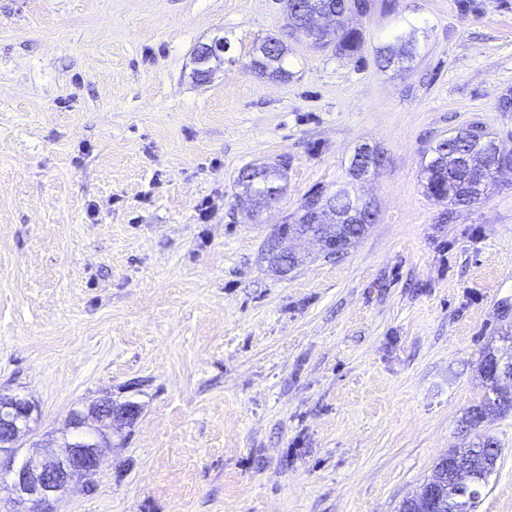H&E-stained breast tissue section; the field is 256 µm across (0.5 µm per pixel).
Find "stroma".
<instances>
[{"label": "stroma", "mask_w": 512, "mask_h": 512, "mask_svg": "<svg viewBox=\"0 0 512 512\" xmlns=\"http://www.w3.org/2000/svg\"><path fill=\"white\" fill-rule=\"evenodd\" d=\"M281 0H0V391L17 459L104 394L140 409L57 512H398L512 355V172L448 211L422 171L482 122L512 150V0H392L359 58L288 35ZM414 29L411 57L376 49ZM288 78L256 73L268 37ZM230 62L206 80L213 39ZM386 162L357 181L362 144ZM286 163L258 216L237 184ZM373 202L338 257H263L316 187ZM477 512H512V411ZM230 50V45L225 44L224 40L216 39L210 44H205L201 47L197 54L196 63L198 64L197 73L201 77L210 76L212 69L209 64L213 59L224 58V53Z\"/></svg>", "instance_id": "35a3bbf8"}]
</instances>
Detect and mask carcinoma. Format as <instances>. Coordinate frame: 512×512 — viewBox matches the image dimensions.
<instances>
[{"instance_id":"obj_1","label":"carcinoma","mask_w":512,"mask_h":512,"mask_svg":"<svg viewBox=\"0 0 512 512\" xmlns=\"http://www.w3.org/2000/svg\"><path fill=\"white\" fill-rule=\"evenodd\" d=\"M354 2L362 14L371 11L373 0H284L288 27L291 35L310 38L313 43L326 47L330 44L336 49L353 54L360 50L363 35L355 29H348L339 20L348 2ZM399 49L382 46L376 57L380 65L388 66L394 59L402 58L412 52V32H402L396 36ZM265 58L252 61L254 69L272 78L287 75L283 68L286 45L271 37L264 41ZM512 170V154L499 150V145L490 136L480 122H472L454 135L441 140L432 148V155L423 169V187L428 197L446 202L450 206H472L479 203L487 193L489 185L495 181L496 174ZM285 174L275 167L266 169L263 177L247 183V187L257 197L276 200L283 194L284 186L280 181ZM310 193L302 201L297 216L290 224H280L274 231L278 237L304 234L325 233L327 230L346 239L344 248L355 244L368 230L367 224H311L307 218ZM326 206L338 214H345L363 207L358 199L351 197L349 191L342 189L326 197ZM512 408V393L499 389L496 381H491L489 394L479 404L471 407L461 419V431H472L488 418L490 413L499 409ZM476 459L497 458L501 451L498 441L489 434L479 436L477 442L465 450ZM488 472L480 471L476 477L478 487L459 490L454 505L462 512H476L479 506L481 490L485 486Z\"/></svg>"}]
</instances>
